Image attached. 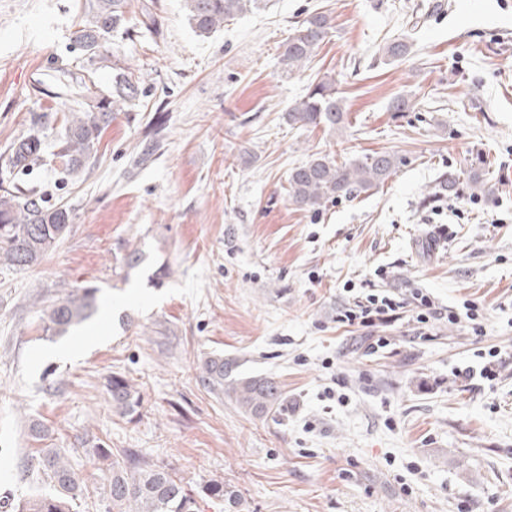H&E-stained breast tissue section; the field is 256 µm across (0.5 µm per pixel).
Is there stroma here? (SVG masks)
<instances>
[{
	"label": "stroma",
	"instance_id": "stroma-1",
	"mask_svg": "<svg viewBox=\"0 0 512 512\" xmlns=\"http://www.w3.org/2000/svg\"><path fill=\"white\" fill-rule=\"evenodd\" d=\"M89 3L0 0V154L48 113L47 157L16 180L73 219L41 262L0 269V512L45 490L44 448L88 487L71 512H105L98 446L244 500L204 497L199 512H512V0H263L207 35L183 0H128L105 48L137 100L75 181L55 155L59 118L113 89L75 41ZM317 12L328 37L283 74L279 44ZM405 34L409 55L385 60ZM320 79L343 101L342 132L288 122ZM402 94L410 109L390 111ZM158 114L156 150L133 167ZM382 151L404 163L377 188L316 210L289 199L313 154ZM451 170L458 190L439 193ZM86 284L98 315L46 334L42 307ZM415 288L475 302L484 335L442 319L418 336L411 304L373 332L336 321L354 297ZM378 335L389 345L374 353ZM492 348L494 385L463 377ZM213 354L276 378L277 412L257 419L205 388ZM115 375L142 397L134 417L112 407Z\"/></svg>",
	"mask_w": 512,
	"mask_h": 512
}]
</instances>
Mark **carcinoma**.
<instances>
[{
    "label": "carcinoma",
    "mask_w": 512,
    "mask_h": 512,
    "mask_svg": "<svg viewBox=\"0 0 512 512\" xmlns=\"http://www.w3.org/2000/svg\"><path fill=\"white\" fill-rule=\"evenodd\" d=\"M262 0H184L189 19L196 29L209 33L224 21L258 7ZM127 0H93L89 19L75 32V40L88 60L111 64L115 71L112 95L100 97L85 111H70L64 118L60 139V157L68 174L78 178L116 113L136 99L138 87L120 66L102 52L107 36L126 22ZM331 29V19L322 13L305 18L282 44L280 63L284 71L293 73L307 66L315 50ZM410 52L408 43L395 39L385 47L390 60H399ZM48 116L34 117L33 132L13 143L0 159V268L25 269L40 262L70 230L71 211L64 207H46L31 190L14 183L15 173L26 170L41 160L43 140L39 129ZM288 122L303 126H321L332 132L342 131L347 113L342 99L330 81L309 86L306 94L288 109ZM403 159L388 152H376L350 162L337 163L325 154L316 155L288 174V194L300 207L318 209L338 198H351L377 187L397 172ZM98 288L76 287L58 302L42 311L45 330L64 336L89 321L98 311ZM204 387L226 394L235 404L255 418L275 412L283 401V391L272 377L233 375V362L222 356H210L201 366ZM112 407L133 416L141 405V397L121 376L110 383ZM88 452L106 464L110 472L106 497L107 512H198V498L222 500L231 495L224 481L211 479L194 489L166 465L149 464L127 455L121 461L112 459L106 448H90ZM38 471L46 475L53 492L24 498L13 505V512H70V502L84 494L71 466L60 452L46 448L36 458Z\"/></svg>",
    "instance_id": "cac0c4a2"
}]
</instances>
